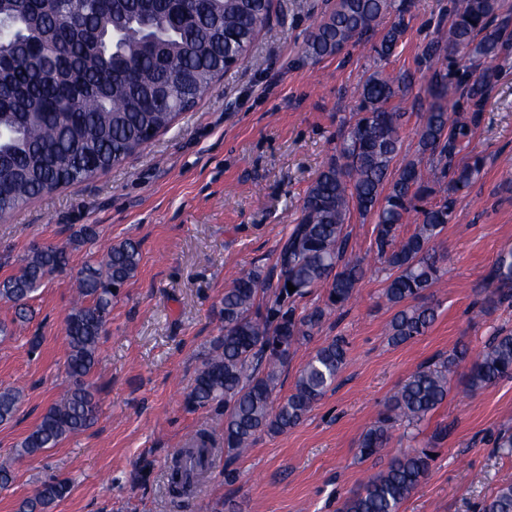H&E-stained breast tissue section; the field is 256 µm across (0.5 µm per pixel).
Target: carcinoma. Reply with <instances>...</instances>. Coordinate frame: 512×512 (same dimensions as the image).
Wrapping results in <instances>:
<instances>
[{"label":"carcinoma","instance_id":"obj_1","mask_svg":"<svg viewBox=\"0 0 512 512\" xmlns=\"http://www.w3.org/2000/svg\"><path fill=\"white\" fill-rule=\"evenodd\" d=\"M271 0H75L70 14L46 10L43 0H0V17L14 33L0 53V214L31 200L83 183L123 165L160 132L195 107L224 71L247 61L269 19ZM406 0H335L309 32L302 60L315 64L376 33L391 12L398 21L372 45L375 57L393 56L404 34ZM447 22L423 52L431 72L423 87L427 110L418 130L419 157L397 163L407 113L394 100L409 91L407 76L382 71L355 90L358 112L336 151L308 187L296 224L282 239L274 265L241 273L224 290V334L211 343L186 405L192 411L224 409V450L240 455L257 435H279L299 425L335 383L348 358L345 339L335 336L310 351L294 388L279 399L282 369L308 345L326 317L344 307L365 278L364 259L349 253L351 211L376 216L372 251L388 271L382 297L393 315L394 345L425 333L437 317L426 291L442 275L433 243L450 223L456 196L484 166L464 155L494 72L477 71L475 59L509 55L512 18L500 0H450ZM50 39L49 56L41 44ZM433 166L424 170L421 158ZM448 180V191L429 200L430 182ZM414 220L412 233L401 228ZM96 239L83 224L64 244L33 246L15 274L0 281V300L27 323L37 288L69 266L80 245ZM141 262L140 244H109L99 261L77 274L78 301L65 320L69 385L39 422L0 460V488L14 480L15 463L37 457L64 438L88 428L98 405L89 379L99 362V342L112 301ZM495 288L487 301L512 300V249L501 251L489 273ZM296 287L288 292L287 284ZM327 292L324 306L303 307L315 289ZM467 357L454 348L419 368L389 398L362 434L358 454L382 453L396 427L416 429L448 397L451 375ZM512 378V332L490 337L465 378L476 395ZM22 392L0 387V422L14 418ZM198 434L179 451L170 469L173 490L189 492L207 477L212 456L222 450ZM434 461L429 448L399 451L354 493L340 512H400ZM65 479L44 481L17 512H52L69 493ZM480 512H512V483L500 486Z\"/></svg>","mask_w":512,"mask_h":512}]
</instances>
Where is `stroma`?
<instances>
[{
    "label": "stroma",
    "instance_id": "35a3bbf8",
    "mask_svg": "<svg viewBox=\"0 0 512 512\" xmlns=\"http://www.w3.org/2000/svg\"><path fill=\"white\" fill-rule=\"evenodd\" d=\"M407 2L405 32L386 63L359 45L307 64L303 42L329 0H273L248 62L225 72L143 152L0 220V280L33 245L64 242L79 224L99 230L34 294L32 320L0 339V387L23 391L16 416L0 423V456L68 385L65 318L77 300V270L101 259L110 243L132 239L142 251L100 339L91 378L95 424L17 464L13 484L0 490V512H16L51 477L70 483L54 512H338L385 465L360 459L357 446L394 390L454 345L473 356L495 331L512 330V301L483 303L496 257L512 247V66L487 58L482 65L497 78L468 147L483 156L484 167L457 197L453 219L434 243L445 270L429 290L437 321L423 335L389 344L387 273L368 271L354 300L314 335L316 347L344 337L349 356L305 420L282 435L259 434L236 459L218 453L194 497L168 492V466L188 438L199 431L223 438V411H189L185 397L224 327L225 288L242 268L273 265L308 186L357 110V84L380 66L412 73L419 86L428 77L421 59L442 0ZM34 336L41 339L35 351ZM468 368L459 365L447 399L421 427V446L432 442L436 427H447L448 435L435 444L433 466L400 512H479L512 482V454L495 445L499 432L512 427V380L471 397L464 391ZM228 469L236 475L230 483Z\"/></svg>",
    "mask_w": 512,
    "mask_h": 512
}]
</instances>
